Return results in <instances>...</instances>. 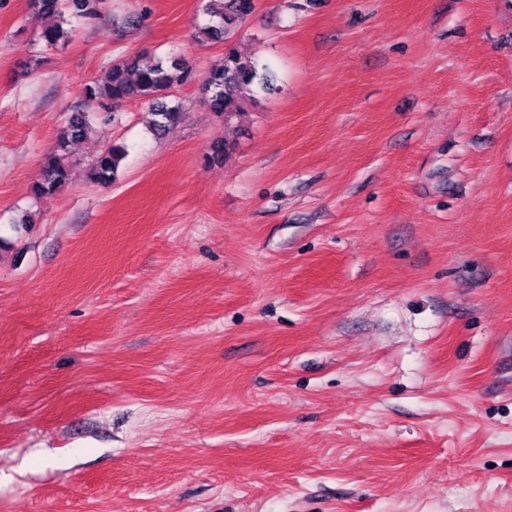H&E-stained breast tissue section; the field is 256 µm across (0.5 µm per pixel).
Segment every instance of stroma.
Wrapping results in <instances>:
<instances>
[{
  "mask_svg": "<svg viewBox=\"0 0 512 512\" xmlns=\"http://www.w3.org/2000/svg\"><path fill=\"white\" fill-rule=\"evenodd\" d=\"M199 6L48 46L0 0V512H512V0H255L277 90L228 125ZM137 54L190 67L181 120L111 106L34 197ZM92 120L89 112L71 114L40 177L31 186L34 196L51 195L71 180L75 164L70 159L68 143L74 139L87 137L94 128ZM123 157L124 150L121 147H109L92 164L88 171V178L99 184L112 183Z\"/></svg>",
  "mask_w": 512,
  "mask_h": 512,
  "instance_id": "1",
  "label": "stroma"
}]
</instances>
